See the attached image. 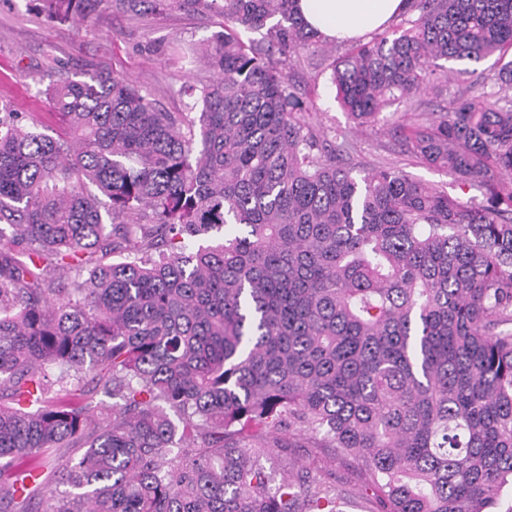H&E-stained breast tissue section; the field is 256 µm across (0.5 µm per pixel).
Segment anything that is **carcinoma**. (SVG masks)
<instances>
[{"mask_svg":"<svg viewBox=\"0 0 512 512\" xmlns=\"http://www.w3.org/2000/svg\"><path fill=\"white\" fill-rule=\"evenodd\" d=\"M40 2L222 23L174 52L209 72L184 112L103 69L46 85L61 135L0 104V512H340L320 456L288 458L304 435L361 464L369 512H512V60L400 127L487 187L471 206L336 164L275 63L328 51L297 0ZM407 2L332 63L361 126L512 50V0Z\"/></svg>","mask_w":512,"mask_h":512,"instance_id":"cac0c4a2","label":"carcinoma"}]
</instances>
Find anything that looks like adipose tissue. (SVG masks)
I'll use <instances>...</instances> for the list:
<instances>
[{"label": "adipose tissue", "instance_id": "1", "mask_svg": "<svg viewBox=\"0 0 512 512\" xmlns=\"http://www.w3.org/2000/svg\"><path fill=\"white\" fill-rule=\"evenodd\" d=\"M406 0H299L310 29L328 39L354 40L380 30L405 7Z\"/></svg>", "mask_w": 512, "mask_h": 512}]
</instances>
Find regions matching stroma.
Segmentation results:
<instances>
[{
    "label": "stroma",
    "instance_id": "obj_1",
    "mask_svg": "<svg viewBox=\"0 0 512 512\" xmlns=\"http://www.w3.org/2000/svg\"><path fill=\"white\" fill-rule=\"evenodd\" d=\"M218 29V17L209 13L166 11L136 18L114 13L105 4L83 24H58L46 19L35 0H0V102L18 112L35 113L45 133H54L56 118L42 94L51 76L102 66L135 80L166 111H183L185 100L179 90L197 73L175 62L172 50L182 42L209 39ZM281 68L298 95L316 104L307 121L333 135L336 161L350 168L353 176L390 166L461 202L484 201L481 183L460 184L408 154L395 135L398 125L410 121L415 107L450 111L457 84L427 90L412 103H393L374 124L360 127L339 103L323 56L307 54L283 61Z\"/></svg>",
    "mask_w": 512,
    "mask_h": 512
}]
</instances>
